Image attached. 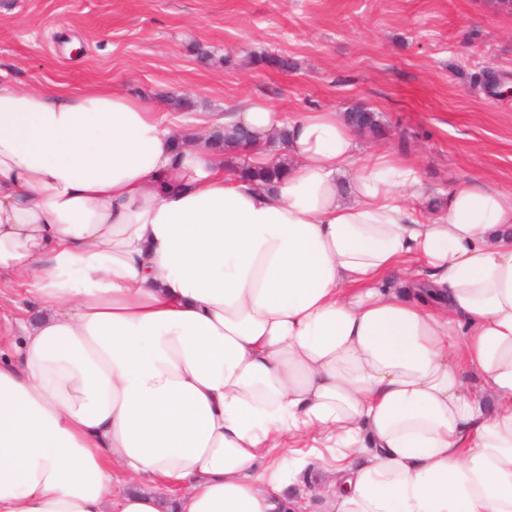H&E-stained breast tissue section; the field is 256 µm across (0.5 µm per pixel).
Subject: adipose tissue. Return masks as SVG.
<instances>
[{"label":"adipose tissue","instance_id":"obj_1","mask_svg":"<svg viewBox=\"0 0 512 512\" xmlns=\"http://www.w3.org/2000/svg\"><path fill=\"white\" fill-rule=\"evenodd\" d=\"M249 130L267 189L202 129ZM288 134V150L268 152ZM262 101L0 84V512H512V193ZM178 488L166 499L142 479Z\"/></svg>","mask_w":512,"mask_h":512}]
</instances>
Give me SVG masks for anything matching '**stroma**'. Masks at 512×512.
I'll use <instances>...</instances> for the list:
<instances>
[{
	"label": "stroma",
	"mask_w": 512,
	"mask_h": 512,
	"mask_svg": "<svg viewBox=\"0 0 512 512\" xmlns=\"http://www.w3.org/2000/svg\"><path fill=\"white\" fill-rule=\"evenodd\" d=\"M511 80L512 14L489 0H0L1 84L108 82L176 114L364 107L386 134L361 154L418 165L428 216L467 180L512 192Z\"/></svg>",
	"instance_id": "obj_1"
}]
</instances>
